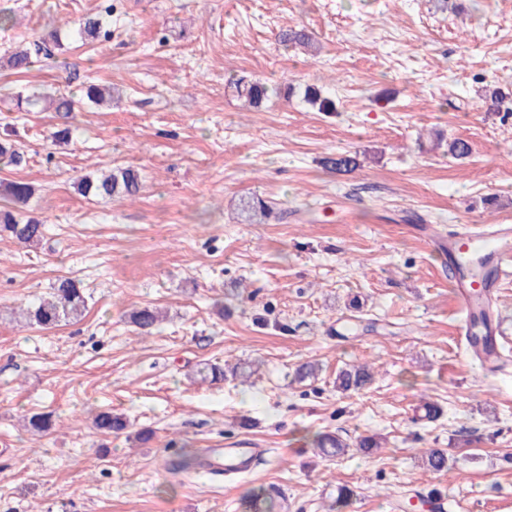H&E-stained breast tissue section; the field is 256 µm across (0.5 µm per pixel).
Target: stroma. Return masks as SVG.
Wrapping results in <instances>:
<instances>
[{
    "instance_id": "35a3bbf8",
    "label": "stroma",
    "mask_w": 512,
    "mask_h": 512,
    "mask_svg": "<svg viewBox=\"0 0 512 512\" xmlns=\"http://www.w3.org/2000/svg\"><path fill=\"white\" fill-rule=\"evenodd\" d=\"M113 13L82 44L73 21ZM0 141L20 164L0 180L34 194L41 246L0 233V512H406L438 490L451 512H512V279L494 303L501 367L467 349L448 258L428 229L512 225V0H0ZM316 41L280 43L288 29ZM58 31L54 56L17 72L10 53ZM274 93L259 108L239 78ZM112 87L111 105L78 104L68 142L51 104L17 107L38 88L80 96ZM314 85L337 109L302 99ZM469 142L462 161L448 155ZM352 153L347 174L326 169ZM137 170L133 199L82 197L98 168ZM260 198L284 220L241 210ZM81 280V317L52 329L19 316L57 278ZM167 317L154 334L137 308ZM317 363L303 381L296 368ZM246 363L248 382L202 381L205 364ZM373 383L337 391L345 365ZM441 416L418 414L422 399ZM123 416L103 434L96 413ZM52 414L30 435L23 417ZM341 435L321 457L317 433ZM384 444L363 455L355 443ZM248 443L249 473L216 480L202 449ZM454 464L434 474L429 449ZM236 93L247 99L249 104L255 107L261 106L267 97L268 87L260 79H238L232 83ZM160 317L161 313L156 308L145 306L133 310L129 314V321L139 330L141 335H149L160 321Z\"/></svg>"
}]
</instances>
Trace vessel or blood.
I'll return each mask as SVG.
<instances>
[{
	"label": "vessel or blood",
	"instance_id": "obj_1",
	"mask_svg": "<svg viewBox=\"0 0 512 512\" xmlns=\"http://www.w3.org/2000/svg\"><path fill=\"white\" fill-rule=\"evenodd\" d=\"M447 251L451 260L470 261L452 283L462 317H470L477 308L491 310L500 277L512 269V226L499 224L488 233L465 230L449 237ZM254 457L251 448H208L201 468L212 475L244 473Z\"/></svg>",
	"mask_w": 512,
	"mask_h": 512
}]
</instances>
